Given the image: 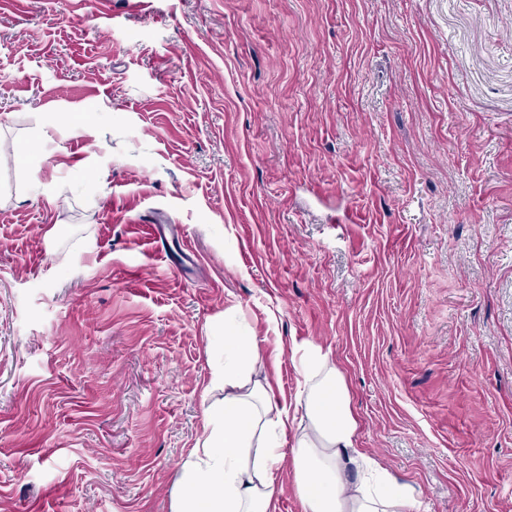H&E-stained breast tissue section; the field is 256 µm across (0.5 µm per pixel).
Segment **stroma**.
Listing matches in <instances>:
<instances>
[{
	"label": "stroma",
	"instance_id": "stroma-1",
	"mask_svg": "<svg viewBox=\"0 0 512 512\" xmlns=\"http://www.w3.org/2000/svg\"><path fill=\"white\" fill-rule=\"evenodd\" d=\"M235 333L512 512V0H0V512H171Z\"/></svg>",
	"mask_w": 512,
	"mask_h": 512
}]
</instances>
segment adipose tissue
I'll use <instances>...</instances> for the list:
<instances>
[{
  "label": "adipose tissue",
  "mask_w": 512,
  "mask_h": 512,
  "mask_svg": "<svg viewBox=\"0 0 512 512\" xmlns=\"http://www.w3.org/2000/svg\"><path fill=\"white\" fill-rule=\"evenodd\" d=\"M259 359L254 337H225L224 364L213 368L210 380L223 387L224 402L205 412L171 512H270L276 473L287 459L303 512H418L413 487L357 448L345 376L328 354L301 347L302 388L292 404L275 401L270 384L254 379ZM299 416L306 425L284 453Z\"/></svg>",
  "instance_id": "obj_1"
}]
</instances>
